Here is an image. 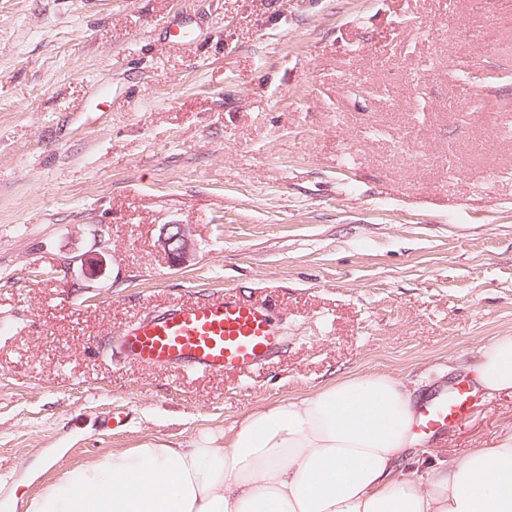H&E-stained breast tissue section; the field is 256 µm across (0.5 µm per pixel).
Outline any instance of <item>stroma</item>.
Segmentation results:
<instances>
[{
    "label": "stroma",
    "instance_id": "obj_1",
    "mask_svg": "<svg viewBox=\"0 0 512 512\" xmlns=\"http://www.w3.org/2000/svg\"><path fill=\"white\" fill-rule=\"evenodd\" d=\"M509 100L512 0H0V512L345 372L465 378L512 332ZM227 286L279 316L258 372L122 352L142 306ZM510 421L485 395L416 450L450 463ZM157 248L171 263L185 264L192 251V241L185 224L163 225L157 240Z\"/></svg>",
    "mask_w": 512,
    "mask_h": 512
}]
</instances>
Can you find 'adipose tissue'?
Listing matches in <instances>:
<instances>
[{
	"label": "adipose tissue",
	"mask_w": 512,
	"mask_h": 512,
	"mask_svg": "<svg viewBox=\"0 0 512 512\" xmlns=\"http://www.w3.org/2000/svg\"><path fill=\"white\" fill-rule=\"evenodd\" d=\"M512 392V333L470 367ZM414 394L385 373L335 378L258 407L231 434L151 440L106 453L34 496L26 512H512V429L452 464L410 456Z\"/></svg>",
	"instance_id": "1"
}]
</instances>
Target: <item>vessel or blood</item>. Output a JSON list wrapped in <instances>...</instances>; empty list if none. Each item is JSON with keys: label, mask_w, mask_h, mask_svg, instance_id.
Listing matches in <instances>:
<instances>
[{"label": "vessel or blood", "mask_w": 512, "mask_h": 512, "mask_svg": "<svg viewBox=\"0 0 512 512\" xmlns=\"http://www.w3.org/2000/svg\"><path fill=\"white\" fill-rule=\"evenodd\" d=\"M281 333L272 308L242 298L235 288L135 319L123 337V351L145 368L166 367L207 374L258 371L277 356ZM475 393L457 382L424 400L416 427L429 437L447 432L466 415Z\"/></svg>", "instance_id": "1"}]
</instances>
